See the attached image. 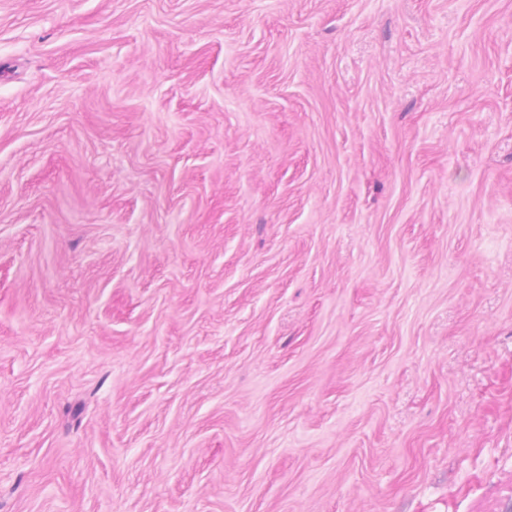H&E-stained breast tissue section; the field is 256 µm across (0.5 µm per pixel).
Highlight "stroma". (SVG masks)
Returning <instances> with one entry per match:
<instances>
[{
	"instance_id": "stroma-1",
	"label": "stroma",
	"mask_w": 512,
	"mask_h": 512,
	"mask_svg": "<svg viewBox=\"0 0 512 512\" xmlns=\"http://www.w3.org/2000/svg\"><path fill=\"white\" fill-rule=\"evenodd\" d=\"M0 512H512V0H0Z\"/></svg>"
}]
</instances>
